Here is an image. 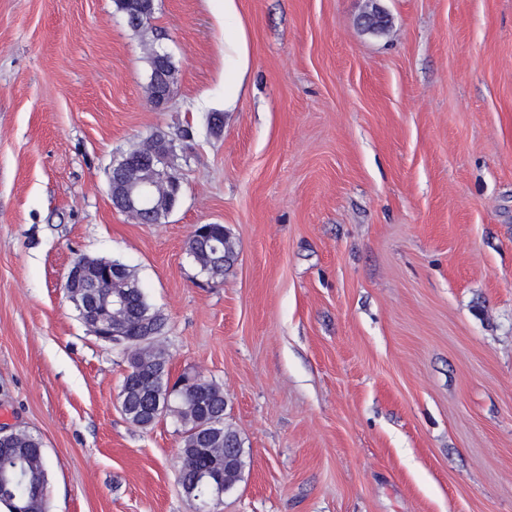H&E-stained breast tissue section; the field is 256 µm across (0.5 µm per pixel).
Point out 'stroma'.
I'll list each match as a JSON object with an SVG mask.
<instances>
[{
    "mask_svg": "<svg viewBox=\"0 0 512 512\" xmlns=\"http://www.w3.org/2000/svg\"><path fill=\"white\" fill-rule=\"evenodd\" d=\"M237 7L228 107L224 0H155L141 33L114 0H0V425L42 440L46 512H512V0ZM151 44L178 68L164 111ZM157 130L182 199L141 224L108 169ZM197 224L230 231L224 278L190 259ZM83 254L134 269L173 375L223 387L245 448L223 497L182 489L172 419L122 413L125 351L63 288ZM224 43L229 50L224 66V103L227 99V105L231 106L238 91V81L248 70V51L243 28H225Z\"/></svg>",
    "mask_w": 512,
    "mask_h": 512,
    "instance_id": "35a3bbf8",
    "label": "stroma"
}]
</instances>
